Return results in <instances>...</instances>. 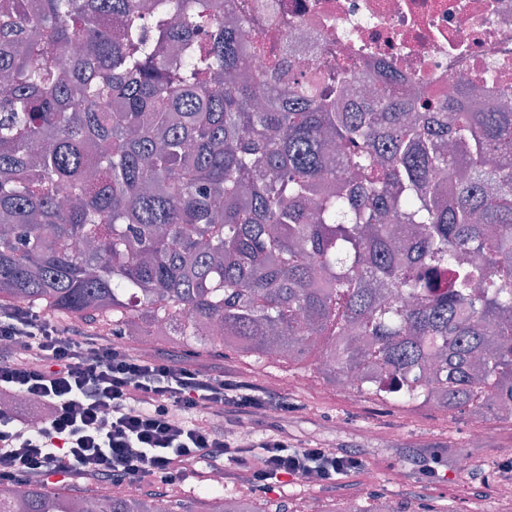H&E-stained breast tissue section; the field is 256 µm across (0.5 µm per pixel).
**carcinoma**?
<instances>
[{
  "label": "carcinoma",
  "mask_w": 512,
  "mask_h": 512,
  "mask_svg": "<svg viewBox=\"0 0 512 512\" xmlns=\"http://www.w3.org/2000/svg\"><path fill=\"white\" fill-rule=\"evenodd\" d=\"M249 49L241 0H0V303L257 363L326 336L331 385L512 422L507 102L416 112L391 73L340 112L336 69L282 99ZM155 500L25 485L0 512Z\"/></svg>",
  "instance_id": "1"
}]
</instances>
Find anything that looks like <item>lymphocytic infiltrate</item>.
I'll use <instances>...</instances> for the list:
<instances>
[{
  "label": "lymphocytic infiltrate",
  "mask_w": 512,
  "mask_h": 512,
  "mask_svg": "<svg viewBox=\"0 0 512 512\" xmlns=\"http://www.w3.org/2000/svg\"><path fill=\"white\" fill-rule=\"evenodd\" d=\"M0 398L25 396L43 412L0 410V485L48 484L51 477L88 485L134 482L163 491L198 465L253 484H335L363 468L354 453L330 455L296 446L286 435L241 440L216 416L257 409L285 413L288 401L221 367H205L117 345L112 332L62 326L25 305L0 304Z\"/></svg>",
  "instance_id": "obj_1"
}]
</instances>
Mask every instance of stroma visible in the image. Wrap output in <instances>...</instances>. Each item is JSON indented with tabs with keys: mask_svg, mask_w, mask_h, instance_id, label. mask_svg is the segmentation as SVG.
Instances as JSON below:
<instances>
[{
	"mask_svg": "<svg viewBox=\"0 0 512 512\" xmlns=\"http://www.w3.org/2000/svg\"><path fill=\"white\" fill-rule=\"evenodd\" d=\"M154 352L201 365L225 368L255 384L273 388L288 399V413H268L237 421L227 416L225 429L275 430L297 444H316L359 454L378 476L373 487L362 483L361 471L341 476L336 485L316 486L295 481L275 489H260L233 478L225 492L249 502L254 512L283 504L287 512H343L346 503L391 501L410 512H427L433 500L445 497L450 512H512V487L500 481L498 466L512 458V424L488 420L484 447L468 448L474 420L448 419L438 410L406 411L363 396L326 386L315 357L300 362L257 364L234 357L191 356L177 340L155 343ZM471 454L478 465L467 474L452 475L456 456Z\"/></svg>",
	"mask_w": 512,
	"mask_h": 512,
	"instance_id": "stroma-1",
	"label": "stroma"
}]
</instances>
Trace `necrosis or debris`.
<instances>
[{
    "instance_id": "necrosis-or-debris-1",
    "label": "necrosis or debris",
    "mask_w": 512,
    "mask_h": 512,
    "mask_svg": "<svg viewBox=\"0 0 512 512\" xmlns=\"http://www.w3.org/2000/svg\"><path fill=\"white\" fill-rule=\"evenodd\" d=\"M251 27L266 46L247 59L258 75L281 55L297 78L348 65L357 90L391 69L432 102L512 98V0H273Z\"/></svg>"
}]
</instances>
